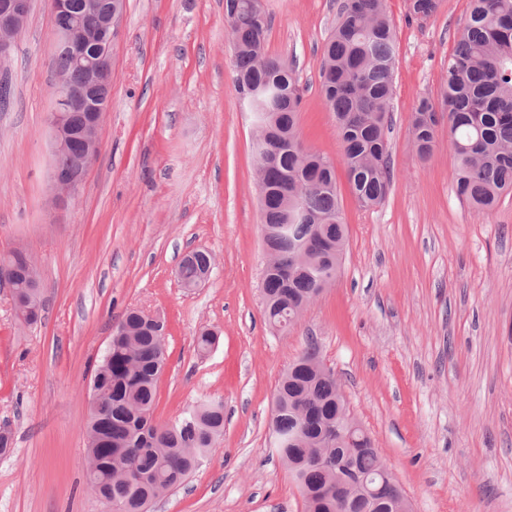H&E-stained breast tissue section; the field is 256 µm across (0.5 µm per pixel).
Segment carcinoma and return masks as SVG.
Segmentation results:
<instances>
[{"label": "carcinoma", "instance_id": "obj_1", "mask_svg": "<svg viewBox=\"0 0 512 512\" xmlns=\"http://www.w3.org/2000/svg\"><path fill=\"white\" fill-rule=\"evenodd\" d=\"M440 0H408L410 16L422 20ZM225 19L235 49V89L249 112L273 118L276 140L253 150L257 166L270 157L261 224L276 235L271 245L292 269L283 281L264 273V318L280 332L296 323L302 307L335 281L348 228L344 224L336 169L306 148L299 130L302 96L288 62L269 54L267 23L259 0H226ZM321 91L336 117L350 190L362 207L380 204L388 193L392 169L386 129L393 96L396 37L383 0H340L336 25L321 50ZM448 113V138L454 154L456 192L474 209L489 213L512 193V0H471L468 20L448 61L442 94ZM438 125L432 103L423 98L410 119L418 156L427 159ZM211 257L192 251L179 266L184 286H195ZM14 289L24 304L41 309L39 289L29 287L19 268ZM217 335L204 330L195 349L209 352ZM168 352L165 337L138 309L117 324L89 381L97 402L85 420L88 484L113 512H146L150 502L182 485L202 458L217 447L224 431V403L207 398L187 408L175 422L157 424L153 412L157 380ZM317 345L283 373L274 393L269 439L288 465L305 512H365L356 497L338 500L318 493L332 471L306 461L305 443L349 417L336 376L316 369ZM358 470L375 474L383 465L372 450L356 461Z\"/></svg>", "mask_w": 512, "mask_h": 512}]
</instances>
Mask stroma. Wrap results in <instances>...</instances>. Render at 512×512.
Segmentation results:
<instances>
[{
  "label": "stroma",
  "instance_id": "obj_1",
  "mask_svg": "<svg viewBox=\"0 0 512 512\" xmlns=\"http://www.w3.org/2000/svg\"><path fill=\"white\" fill-rule=\"evenodd\" d=\"M339 0H261L267 49L303 95L304 144L336 169L348 244L335 283L287 332L263 316L267 263L249 117L235 93L224 0H126L112 45L100 151L55 203L48 178L55 36L33 10L0 79V254L20 246L40 276L42 320L25 325L0 283V512H108L87 487L83 434L91 370L132 308L164 316L168 364L155 419L224 402V434L151 512H304L269 443L275 387L315 337L348 408L414 512H512V195L492 214L456 192L448 117L421 160L409 134L421 98L439 100L470 11L443 0L421 21L387 0L396 33L387 133L392 183L363 208L345 177L321 96V46ZM213 258L183 288L182 255ZM205 329L218 342L199 355Z\"/></svg>",
  "mask_w": 512,
  "mask_h": 512
}]
</instances>
